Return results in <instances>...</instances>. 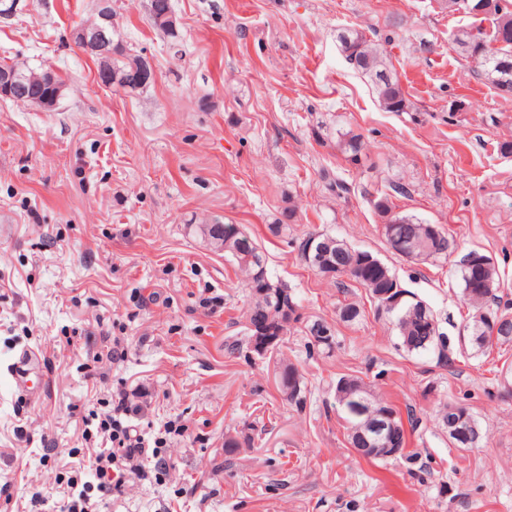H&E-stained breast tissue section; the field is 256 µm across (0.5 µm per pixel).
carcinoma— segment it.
Wrapping results in <instances>:
<instances>
[{
  "instance_id": "1",
  "label": "carcinoma",
  "mask_w": 512,
  "mask_h": 512,
  "mask_svg": "<svg viewBox=\"0 0 512 512\" xmlns=\"http://www.w3.org/2000/svg\"><path fill=\"white\" fill-rule=\"evenodd\" d=\"M507 2L509 0H470L469 16L480 23L462 27L454 34V42L475 64L477 75L492 84L502 96H512V6H506ZM484 21L490 22V27H484ZM337 42L347 63L368 79L385 111L409 110V101L379 44L355 28L339 31ZM109 66L112 78L127 93L137 92L154 80L149 62L129 53L120 37L112 45ZM340 147L348 161L360 162L361 135L350 131L343 134ZM374 208L383 220L382 234L386 243L402 257L427 263L446 259L457 249L454 238L438 226L414 215L393 212L387 194L374 200ZM187 229L237 268L248 290L246 321H252L254 315L263 317L269 329L267 351L281 349L293 325L302 322L301 314L288 288L270 276L265 252L257 238L242 224H189ZM300 254L317 274L334 281L347 276L367 288L377 302L378 311L394 318L399 346L404 352L432 358L440 367L452 366L453 342L440 330L433 310L404 289L390 269L371 252L356 249L331 235L311 234L301 242ZM459 272L463 299L472 308L464 335L465 347L483 354L493 347L511 346L512 309L495 302L498 273L493 259L470 251L463 258ZM304 329L310 346L327 354L335 350V329L331 324L315 319L306 322ZM244 336L245 346L235 351L247 357L260 355L255 331L247 326ZM344 380L348 385L347 400L340 405V412L348 424L349 443L354 448L364 449L368 455L376 445L371 427L392 414L396 415L395 424L400 426L403 415L375 395L362 378L346 376ZM276 383L283 401L300 411L305 409L308 390L295 365L282 362Z\"/></svg>"
}]
</instances>
